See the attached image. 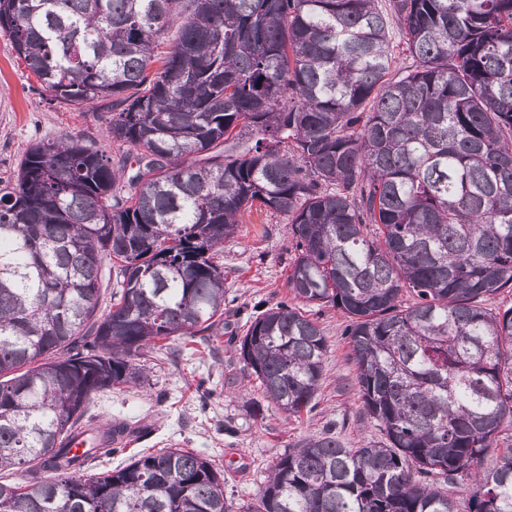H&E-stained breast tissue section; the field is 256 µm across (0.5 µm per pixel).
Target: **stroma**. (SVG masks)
I'll use <instances>...</instances> for the list:
<instances>
[{"label": "stroma", "mask_w": 512, "mask_h": 512, "mask_svg": "<svg viewBox=\"0 0 512 512\" xmlns=\"http://www.w3.org/2000/svg\"><path fill=\"white\" fill-rule=\"evenodd\" d=\"M111 112L105 103L74 110L53 101L19 61L7 33L0 31V181L13 180L26 151L42 140L73 136L115 156L106 135ZM224 261V338L209 349L200 338L176 342L170 351H145L150 368L144 386L95 397L89 412L99 422L140 421L142 431L125 452L87 462L94 474L125 463L137 451L191 448L224 472V491L235 502H253L272 465L288 448L327 429L346 447L379 438L357 398L355 366L336 309L311 315L329 344L315 405L289 418L268 405L254 376L239 362L231 336H243L260 309L289 297L287 275L295 247L287 220L244 214L235 235L220 246Z\"/></svg>", "instance_id": "35a3bbf8"}]
</instances>
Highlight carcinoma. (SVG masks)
I'll list each match as a JSON object with an SVG mask.
<instances>
[{
    "mask_svg": "<svg viewBox=\"0 0 512 512\" xmlns=\"http://www.w3.org/2000/svg\"><path fill=\"white\" fill-rule=\"evenodd\" d=\"M0 30L126 147L40 141L0 183V471L52 473L0 481V512H512V306H480L512 288V0H0ZM254 210L288 220L292 301L239 361L311 410L304 307H333L383 438H306L241 507L192 449L80 473L121 451L88 406L145 382L142 350L224 335L217 247Z\"/></svg>",
    "mask_w": 512,
    "mask_h": 512,
    "instance_id": "obj_1",
    "label": "carcinoma"
}]
</instances>
